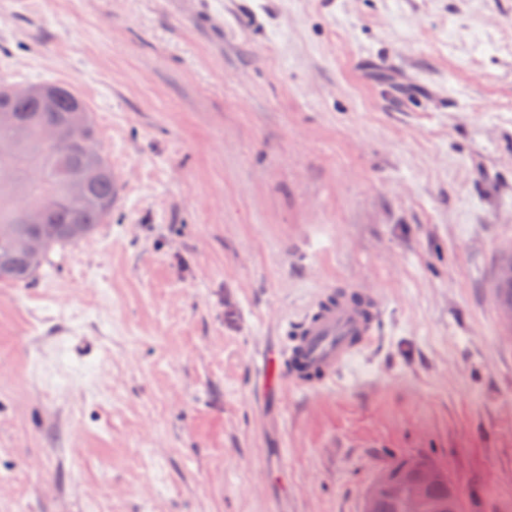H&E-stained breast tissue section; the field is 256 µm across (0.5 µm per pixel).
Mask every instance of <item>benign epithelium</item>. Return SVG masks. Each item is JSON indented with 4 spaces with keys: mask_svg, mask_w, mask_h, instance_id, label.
Segmentation results:
<instances>
[{
    "mask_svg": "<svg viewBox=\"0 0 512 512\" xmlns=\"http://www.w3.org/2000/svg\"><path fill=\"white\" fill-rule=\"evenodd\" d=\"M441 471L420 458H409L405 465L394 471L382 469L365 500V512H374L378 498L389 495L404 502L406 512H421L428 504L431 487L440 479Z\"/></svg>",
    "mask_w": 512,
    "mask_h": 512,
    "instance_id": "obj_1",
    "label": "benign epithelium"
}]
</instances>
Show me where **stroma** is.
I'll return each mask as SVG.
<instances>
[{"label":"stroma","instance_id":"35a3bbf8","mask_svg":"<svg viewBox=\"0 0 512 512\" xmlns=\"http://www.w3.org/2000/svg\"><path fill=\"white\" fill-rule=\"evenodd\" d=\"M0 81L78 92L121 185L0 283V512H362L394 454L512 512V0H0ZM339 283L377 338L264 393ZM512 261L501 267L497 278V296L501 304V315L510 323L512 327V279H511Z\"/></svg>","mask_w":512,"mask_h":512}]
</instances>
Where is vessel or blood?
<instances>
[{"label":"vessel or blood","mask_w":512,"mask_h":512,"mask_svg":"<svg viewBox=\"0 0 512 512\" xmlns=\"http://www.w3.org/2000/svg\"><path fill=\"white\" fill-rule=\"evenodd\" d=\"M383 309L377 295L358 286L325 289L290 341L255 354L261 386L279 392L286 386L312 389L327 384L374 341Z\"/></svg>","instance_id":"vessel-or-blood-1"}]
</instances>
